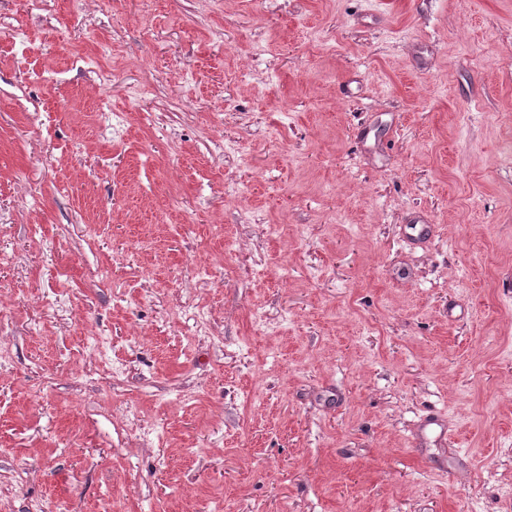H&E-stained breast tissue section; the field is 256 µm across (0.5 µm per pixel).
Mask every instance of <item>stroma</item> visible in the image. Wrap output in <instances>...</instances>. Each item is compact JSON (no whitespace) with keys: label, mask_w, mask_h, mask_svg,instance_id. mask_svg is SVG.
Returning a JSON list of instances; mask_svg holds the SVG:
<instances>
[{"label":"stroma","mask_w":512,"mask_h":512,"mask_svg":"<svg viewBox=\"0 0 512 512\" xmlns=\"http://www.w3.org/2000/svg\"><path fill=\"white\" fill-rule=\"evenodd\" d=\"M0 512H512V0H0Z\"/></svg>","instance_id":"stroma-1"}]
</instances>
